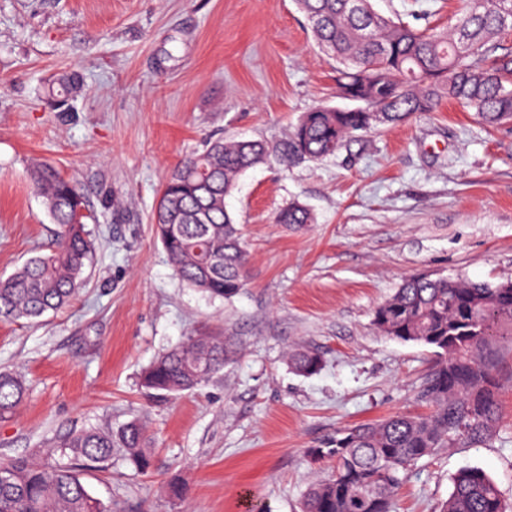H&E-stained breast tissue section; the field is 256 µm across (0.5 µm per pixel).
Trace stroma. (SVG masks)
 Returning <instances> with one entry per match:
<instances>
[{
  "label": "stroma",
  "instance_id": "obj_1",
  "mask_svg": "<svg viewBox=\"0 0 512 512\" xmlns=\"http://www.w3.org/2000/svg\"><path fill=\"white\" fill-rule=\"evenodd\" d=\"M68 71L81 89L58 108L49 88ZM319 105L351 102L295 0H0V275L53 243L28 179L37 160L84 196L95 244L66 309L0 321V370L30 386L0 420V459L137 417L150 472L118 449L109 471L83 475L113 512H299L333 469L313 448L347 426L425 412L434 353L382 335L374 312L416 273L512 279V122L492 129L444 102L322 160L246 171L226 206L249 282L229 299L179 280L156 236L152 213L177 162L210 138L277 142ZM291 203L314 224H277ZM204 329L237 336V361L192 394L149 397L141 371ZM297 345L321 354L317 374L290 369ZM498 349L496 434L418 461L398 512H440L466 467L512 500V339ZM175 478L183 497L168 491Z\"/></svg>",
  "mask_w": 512,
  "mask_h": 512
}]
</instances>
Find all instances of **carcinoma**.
I'll return each instance as SVG.
<instances>
[{"mask_svg":"<svg viewBox=\"0 0 512 512\" xmlns=\"http://www.w3.org/2000/svg\"><path fill=\"white\" fill-rule=\"evenodd\" d=\"M296 3L317 47L336 61L337 94L360 106L317 107L274 145L210 141L173 168L152 223L174 273L211 297L231 298L247 282L249 255L225 205L246 170L272 159L293 166L331 156L375 124L372 108L383 110L380 123L386 125L432 112L443 99L490 127L512 120V50L502 44L512 31V0H473L445 28L384 16L372 0ZM29 177L56 226L57 246L0 277V320L33 321L68 306L94 251L83 198L56 166L35 162ZM276 222L300 229L313 223V215L292 203ZM373 322L385 336L434 349L436 363L419 391L429 411L345 428L314 449V456L334 461V470L308 487L301 512H395L396 491L415 463L497 431L495 343L512 336V280L414 274L377 307ZM237 355L231 337L200 332L160 355L142 372L140 386L153 398L177 397ZM288 360L304 376L322 367L321 355L305 348L291 350ZM27 392L21 376L0 371V419L13 416ZM115 448L124 449L138 470L151 468L150 436L137 419L116 431H71L40 459H1L0 512H112L89 492L80 472L109 469ZM452 484L441 512H512L479 468L458 472Z\"/></svg>","mask_w":512,"mask_h":512,"instance_id":"cac0c4a2","label":"carcinoma"}]
</instances>
